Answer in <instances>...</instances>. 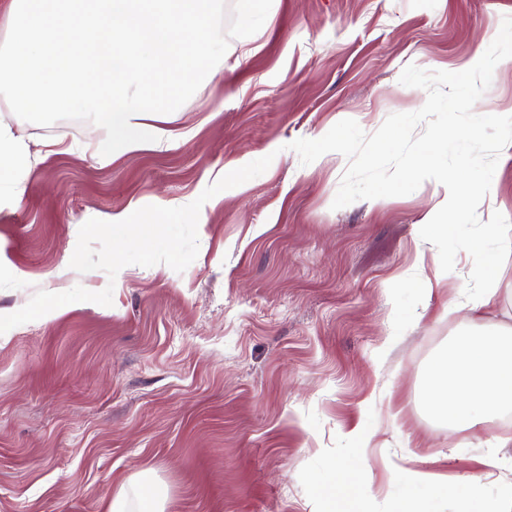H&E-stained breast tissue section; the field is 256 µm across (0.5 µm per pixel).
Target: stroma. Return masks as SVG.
<instances>
[{
    "instance_id": "obj_1",
    "label": "stroma",
    "mask_w": 512,
    "mask_h": 512,
    "mask_svg": "<svg viewBox=\"0 0 512 512\" xmlns=\"http://www.w3.org/2000/svg\"><path fill=\"white\" fill-rule=\"evenodd\" d=\"M507 16L512 0H273L258 50L227 51L223 74L167 114L164 148L108 158L89 122L27 124L43 150L22 203L0 208V315L39 290L113 296L0 334V512H101L146 472L165 512H326L318 477L347 457L355 481L392 503L406 488L385 473L388 455L430 483L483 476V512H499L512 471L486 475L482 459L512 411L451 434L418 400L463 330L473 267L458 253L447 287L424 285L440 261L418 226L443 187L335 210L346 163L330 152L304 166L288 145L419 110L427 94L400 84L404 67L465 70ZM474 111L512 116V58ZM60 137L72 152L45 150ZM267 155L263 174L203 205L183 272L70 268L87 220L189 204ZM493 179L478 216L512 220V145ZM360 421L374 437L358 449L346 433Z\"/></svg>"
}]
</instances>
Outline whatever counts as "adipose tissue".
I'll return each mask as SVG.
<instances>
[{
	"instance_id": "adipose-tissue-1",
	"label": "adipose tissue",
	"mask_w": 512,
	"mask_h": 512,
	"mask_svg": "<svg viewBox=\"0 0 512 512\" xmlns=\"http://www.w3.org/2000/svg\"><path fill=\"white\" fill-rule=\"evenodd\" d=\"M32 157L29 139L0 125V206L22 202L21 174ZM496 304L492 292L471 296L463 304L462 322L468 332L431 362L419 388L425 409L447 424L449 432L478 429L495 414L512 409V325L488 335L473 331L482 313ZM102 512H164L163 497L145 492L143 482L125 481L104 499Z\"/></svg>"
}]
</instances>
